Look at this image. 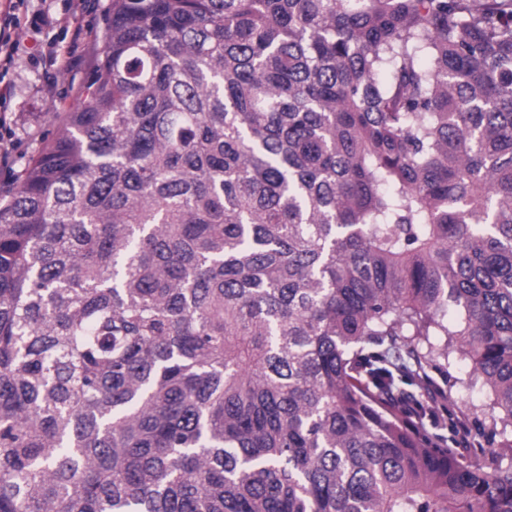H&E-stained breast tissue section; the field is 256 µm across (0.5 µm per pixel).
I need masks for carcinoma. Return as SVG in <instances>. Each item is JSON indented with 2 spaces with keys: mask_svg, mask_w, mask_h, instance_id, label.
Returning a JSON list of instances; mask_svg holds the SVG:
<instances>
[{
  "mask_svg": "<svg viewBox=\"0 0 512 512\" xmlns=\"http://www.w3.org/2000/svg\"><path fill=\"white\" fill-rule=\"evenodd\" d=\"M86 90L0 203V512H512V0H110ZM445 370L432 373L434 382L442 387L448 395V377L451 383L457 381L451 390L449 400L442 401L445 407H451L461 418L471 422L477 413L481 418L489 412L491 400L487 392L477 383L473 388H469V375L466 362L461 360L458 355L450 357V367Z\"/></svg>",
  "mask_w": 512,
  "mask_h": 512,
  "instance_id": "carcinoma-1",
  "label": "carcinoma"
}]
</instances>
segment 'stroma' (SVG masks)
Segmentation results:
<instances>
[{
    "instance_id": "obj_1",
    "label": "stroma",
    "mask_w": 512,
    "mask_h": 512,
    "mask_svg": "<svg viewBox=\"0 0 512 512\" xmlns=\"http://www.w3.org/2000/svg\"><path fill=\"white\" fill-rule=\"evenodd\" d=\"M110 0H59L60 24L69 36L59 47L70 53L69 72L48 77L46 61L48 34L40 22L43 0H24L17 5L22 31L14 65L0 80V118L12 121L15 136L5 150L8 168L0 170V195L13 189L15 177L51 138L64 114L80 107L85 99V82L100 55L104 16ZM439 386H450L449 407L461 418L485 415L491 400L481 387L470 384L465 361L454 357L448 370L432 374Z\"/></svg>"
}]
</instances>
